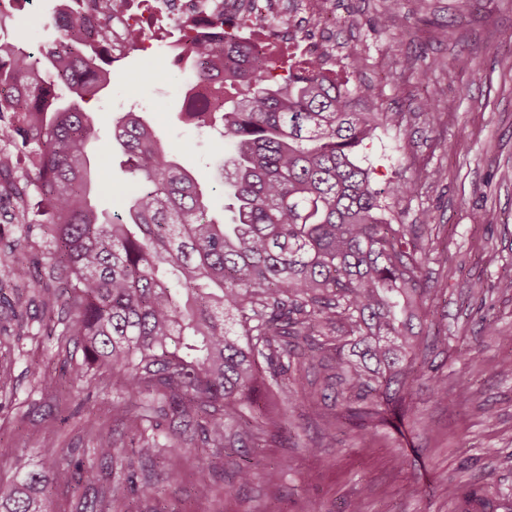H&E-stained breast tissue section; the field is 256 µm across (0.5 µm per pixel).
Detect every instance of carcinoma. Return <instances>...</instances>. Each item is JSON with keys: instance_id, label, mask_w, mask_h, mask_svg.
<instances>
[{"instance_id": "1", "label": "carcinoma", "mask_w": 512, "mask_h": 512, "mask_svg": "<svg viewBox=\"0 0 512 512\" xmlns=\"http://www.w3.org/2000/svg\"><path fill=\"white\" fill-rule=\"evenodd\" d=\"M45 25L58 36L36 56L0 15V197L19 233L0 272L37 283L32 295L17 294L11 313L37 303L45 326H60L81 348L75 381L94 387L90 372L108 371L112 408L152 397L170 431L183 426L218 457L233 437L266 434L251 424L246 400L292 367L334 361L350 422L379 415L400 377L439 388L413 332L427 317L432 246L422 231L432 217L398 223L388 200L415 185L380 187L362 155L385 125L411 135L376 111L369 88L352 93L318 58H276L234 32L203 35L201 17L186 20V114L202 126L220 114L233 147L219 171L231 223L208 214L194 178L134 112L112 127L130 164L118 208L105 214L92 198L114 191L112 174L88 154L100 128L84 104L111 82L100 65L112 57L110 29L89 20L80 0L32 29ZM35 231L46 255L36 269L25 256ZM344 327L359 348L351 358L336 345ZM126 428L151 464L161 423L147 429L130 415ZM126 451L97 436L93 455L106 470L91 512H112V459ZM51 455L57 486L94 473L73 448ZM16 473L0 487V512H49L45 475L21 456ZM159 483L149 469L135 491L156 499Z\"/></svg>"}]
</instances>
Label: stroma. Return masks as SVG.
I'll use <instances>...</instances> for the list:
<instances>
[{"label":"stroma","instance_id":"obj_1","mask_svg":"<svg viewBox=\"0 0 512 512\" xmlns=\"http://www.w3.org/2000/svg\"><path fill=\"white\" fill-rule=\"evenodd\" d=\"M320 8L330 26L316 49L329 54L335 78L370 87L380 111L412 132L407 139L393 128L380 132L365 155L378 184L398 175L416 182L417 192L399 204L402 220L415 224L431 213L435 246L448 252L447 266L427 265L430 315L419 330L448 392L392 384L384 419L362 431L344 419L325 370H308L274 398L252 397L271 413L288 412L287 437L256 451L262 472L253 483L232 479L242 448L225 449L218 466L201 441L170 437L153 467L160 498L128 493L114 512H466L465 499L448 497L452 483L464 491L489 485L498 512H512V470L491 466L512 454V292L500 288L512 275V0H398L396 29L383 24L387 0H321ZM144 28L145 50L114 62L111 85L86 105L101 121L94 158L124 186L126 157L109 145L112 122L141 113L206 189L212 211L230 219L217 167L231 146L184 113L189 76L172 64L174 24L153 17ZM26 317L30 335L0 344V370L12 376L0 389V486L15 479L17 455L41 469L47 449L87 452L95 445L90 428L116 444L126 440L111 389L77 388L71 368L81 351L47 334L35 309ZM36 361L55 381L50 391L34 387L27 368ZM462 376L471 397L450 404ZM206 466L214 489L200 498L194 487Z\"/></svg>","mask_w":512,"mask_h":512}]
</instances>
